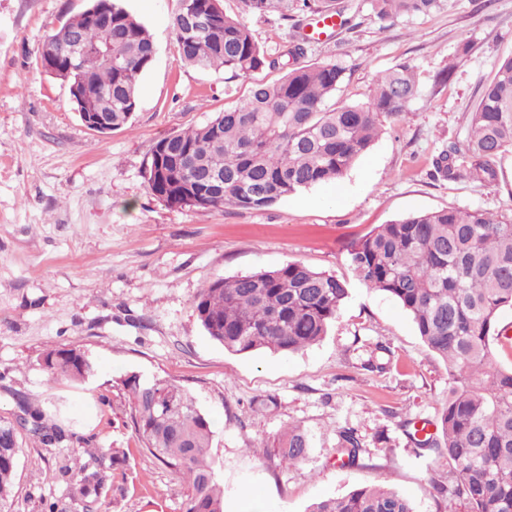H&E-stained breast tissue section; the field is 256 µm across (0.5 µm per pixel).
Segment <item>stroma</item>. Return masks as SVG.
<instances>
[{"instance_id": "35a3bbf8", "label": "stroma", "mask_w": 512, "mask_h": 512, "mask_svg": "<svg viewBox=\"0 0 512 512\" xmlns=\"http://www.w3.org/2000/svg\"><path fill=\"white\" fill-rule=\"evenodd\" d=\"M88 0H0V420L25 395L76 434L60 448L21 440L12 512H183L180 474L139 449L121 376L165 377L191 393L214 423L212 457L224 482V512L257 496L269 512H306L324 498L384 482L416 512H443L433 489L447 461L416 454L415 425L436 422L448 371L393 299L353 279L347 247L373 227L443 208L512 215V154L494 179L434 173L439 154L465 146L469 112L498 60L512 56V0H450L429 16L379 20L370 0H350L346 22L306 45L305 63L336 62L346 80L337 102L365 100L374 80L407 62L420 91L338 183L288 196L263 210L170 207L144 169L161 138L198 126L241 102L252 75L180 65L168 20L177 0H126L151 32L157 54L139 85L130 128L103 137L80 121L69 91L39 65L43 40ZM246 22L267 53L291 41L279 14ZM467 54H460L461 46ZM448 83L436 76L446 68ZM298 262L348 278L351 293L327 335L302 351L228 352L203 330L193 301L218 277ZM393 354L368 370L370 347ZM73 347L93 364L81 382L50 380L41 357ZM291 423L311 436L307 460L283 467L263 453ZM363 448L340 466L343 429ZM125 448L114 491L86 507L76 477L85 444ZM69 466V479L58 475Z\"/></svg>"}]
</instances>
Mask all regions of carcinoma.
<instances>
[{"mask_svg":"<svg viewBox=\"0 0 512 512\" xmlns=\"http://www.w3.org/2000/svg\"><path fill=\"white\" fill-rule=\"evenodd\" d=\"M245 14L277 12L285 20L312 9L343 17L342 0H239ZM449 0H371L376 16L394 20L429 15ZM100 16L80 12L61 23L43 42L58 47L56 71L66 82L75 110L83 98L112 116V129L131 124L141 78L151 68L156 45L146 26L124 0H90ZM203 14L206 28L188 18ZM170 28L179 61L203 70L247 75L279 70L274 82L255 81L247 97L203 125L160 139L144 177L152 195L171 207L260 210L311 187L341 181L370 150L382 119L401 117L419 88V74L407 62L379 76L363 102L329 104L345 79L337 63L304 65L303 36L272 57L255 41L223 0H177ZM512 153V56L498 62L482 85L469 116L465 150L452 146L436 161L438 172L457 177L460 158L469 171L495 178L492 163ZM347 259L355 277L369 289L396 301L411 318L424 344L448 369V399L438 417L437 436L414 439L421 451L448 461L456 472L448 510L462 501L468 512H512V367L496 366L492 347L504 339L499 312L512 308V218L495 219L482 210L446 208L409 214L379 224L350 244ZM350 296L344 278L289 262L273 269L209 281L194 299L207 335L233 353L267 350L291 354L327 335ZM50 377L84 380L92 363L75 348L43 356ZM131 419L142 450L179 473L187 484L184 512H223L224 484L211 456L213 421L181 386L166 378L149 382L136 373L122 379ZM21 414L0 421V512H11L19 437L41 448H56L68 430L46 418L43 408L18 396ZM309 433L290 425L275 438L282 466L306 460ZM125 462L123 448H90ZM338 460L360 462L362 445L351 429L338 434ZM103 464L80 469L78 494L99 503L111 488ZM308 512H415L401 491L370 485L341 497L313 503Z\"/></svg>","mask_w":512,"mask_h":512,"instance_id":"1","label":"carcinoma"}]
</instances>
